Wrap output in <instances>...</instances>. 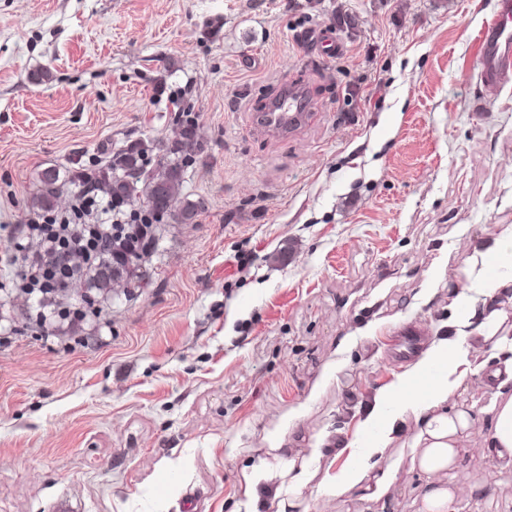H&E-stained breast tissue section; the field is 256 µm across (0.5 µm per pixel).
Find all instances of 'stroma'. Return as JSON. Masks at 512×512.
<instances>
[{"label": "stroma", "instance_id": "35a3bbf8", "mask_svg": "<svg viewBox=\"0 0 512 512\" xmlns=\"http://www.w3.org/2000/svg\"><path fill=\"white\" fill-rule=\"evenodd\" d=\"M495 0H0V225L68 177L199 117L184 168L190 224L163 218L131 286L98 295L83 341L35 334L0 296V512H383L328 484L366 406L408 367L396 346L455 335L474 252L512 225V85L485 99L476 34ZM334 32L324 55L298 35ZM46 70L37 83L33 73ZM295 82L311 120L257 115ZM250 266L239 270L235 254ZM497 353L468 362L449 406L473 417L442 481L466 512H512V470L484 451ZM320 458H313V451ZM393 512L429 476L406 437ZM311 479L288 497V468ZM267 474L246 492L244 474Z\"/></svg>", "mask_w": 512, "mask_h": 512}]
</instances>
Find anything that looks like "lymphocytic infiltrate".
Listing matches in <instances>:
<instances>
[{"instance_id": "1", "label": "lymphocytic infiltrate", "mask_w": 512, "mask_h": 512, "mask_svg": "<svg viewBox=\"0 0 512 512\" xmlns=\"http://www.w3.org/2000/svg\"><path fill=\"white\" fill-rule=\"evenodd\" d=\"M74 179L77 190L63 209L32 212L24 223L4 227L13 249L1 258L16 268L11 288L35 299L32 320L46 337L55 336L59 325L75 327L88 320L80 308L49 304L72 291L80 270L117 255L143 258L155 244L157 216L113 197L101 162L77 170Z\"/></svg>"}]
</instances>
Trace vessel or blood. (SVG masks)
<instances>
[{"label": "vessel or blood", "instance_id": "1", "mask_svg": "<svg viewBox=\"0 0 512 512\" xmlns=\"http://www.w3.org/2000/svg\"><path fill=\"white\" fill-rule=\"evenodd\" d=\"M481 84L496 94L512 84V0H497L495 11L477 36ZM307 99L295 83L285 84L258 122L266 130L285 134L308 122Z\"/></svg>", "mask_w": 512, "mask_h": 512}]
</instances>
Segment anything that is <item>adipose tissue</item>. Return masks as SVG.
Returning a JSON list of instances; mask_svg holds the SVG:
<instances>
[{
	"instance_id": "adipose-tissue-1",
	"label": "adipose tissue",
	"mask_w": 512,
	"mask_h": 512,
	"mask_svg": "<svg viewBox=\"0 0 512 512\" xmlns=\"http://www.w3.org/2000/svg\"><path fill=\"white\" fill-rule=\"evenodd\" d=\"M512 261V226L504 229L495 246L471 259L478 265V278L487 297H494L501 282L488 275L490 262ZM465 337L433 341L418 360L405 370L390 388L375 397L359 431L371 434L368 446L353 442L352 449L335 476L336 486L356 485L367 478L375 480L376 496H383L393 482L392 466H381L383 448L403 435L408 418H415L419 430L413 445L419 450V465L429 474L445 471L464 447L471 428L469 414L449 409L446 402L463 388L469 371L465 366ZM491 433L486 442L489 454L504 468L512 469V396L495 402Z\"/></svg>"
}]
</instances>
